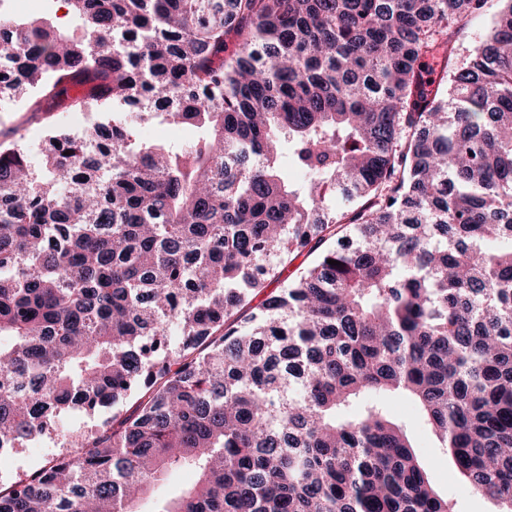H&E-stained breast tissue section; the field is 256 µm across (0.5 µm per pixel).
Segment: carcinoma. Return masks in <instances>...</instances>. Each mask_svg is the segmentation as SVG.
<instances>
[{"label": "carcinoma", "mask_w": 512, "mask_h": 512, "mask_svg": "<svg viewBox=\"0 0 512 512\" xmlns=\"http://www.w3.org/2000/svg\"><path fill=\"white\" fill-rule=\"evenodd\" d=\"M63 2L0 97L123 118L0 141V453L116 411L0 512H451L394 396L512 512V0L459 67L488 0ZM195 132L187 127L170 123L163 116L156 117L138 128V136L145 142H160L180 146L188 142ZM110 413H112V407L105 408L102 413L96 414L92 417H89L79 411H72L65 415L62 425L65 429L71 431H90V429H94L95 425L100 424ZM193 476L190 471L178 470L168 473L164 480L161 481L155 488L151 496H146L140 502V510L142 512H149L153 510V502L157 497H161L169 493L174 488L186 484L192 480Z\"/></svg>", "instance_id": "cac0c4a2"}]
</instances>
